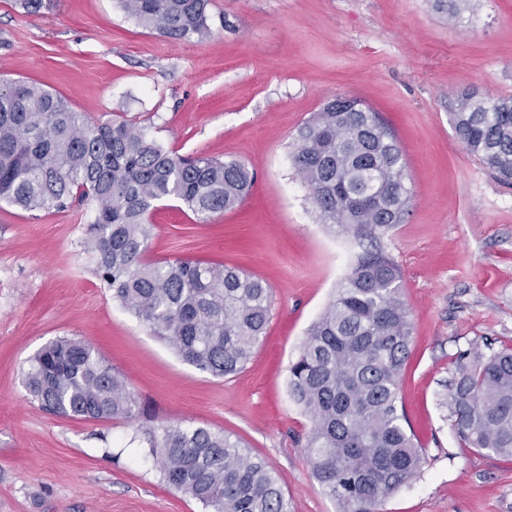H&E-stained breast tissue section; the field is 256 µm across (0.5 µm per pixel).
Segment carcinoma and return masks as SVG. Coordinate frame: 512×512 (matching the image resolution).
Masks as SVG:
<instances>
[{
	"instance_id": "obj_1",
	"label": "carcinoma",
	"mask_w": 512,
	"mask_h": 512,
	"mask_svg": "<svg viewBox=\"0 0 512 512\" xmlns=\"http://www.w3.org/2000/svg\"><path fill=\"white\" fill-rule=\"evenodd\" d=\"M143 27L180 42L210 36L208 0H120ZM351 112H338L344 102ZM464 148L512 181V98L470 93L454 113ZM294 168L318 220L356 238L400 223L410 189L406 162L377 112L337 95L300 129ZM253 175L240 162L183 157L126 121L93 124L37 83L0 85V201L26 211L88 203L82 245L112 299L216 378L240 372L265 335L272 293L222 263L145 258L156 204L174 201L202 220L236 207ZM401 274L378 251L359 255L290 367L289 393L310 419L306 448L318 483L341 512H379L423 463L403 409L400 381L411 322ZM448 387L457 436L467 448L512 457V347L458 353ZM48 413L92 422L133 421L143 411L124 377L92 346L65 337L25 373ZM167 485L208 512H288L278 477L241 442L206 427L142 430Z\"/></svg>"
}]
</instances>
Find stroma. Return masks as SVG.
<instances>
[{
  "mask_svg": "<svg viewBox=\"0 0 512 512\" xmlns=\"http://www.w3.org/2000/svg\"><path fill=\"white\" fill-rule=\"evenodd\" d=\"M205 40L143 28L119 0H0V83L34 81L95 123L129 121L180 155L253 174L234 209L200 220L158 205L151 261L239 267L272 290L266 333L240 372L182 361L117 302L81 242L87 205L0 203V512H205L168 486L138 427L203 426L279 477L290 512H339L305 449L310 421L289 368L368 248L321 224L292 162L299 128L333 96L360 99L395 135L411 189L377 248L401 271L412 338L401 397L420 473L380 512H512V458L464 447L445 398L458 352L512 345V184L461 144L469 90L512 96V0H210ZM91 345L146 411L139 422L58 418L28 395L37 353Z\"/></svg>",
  "mask_w": 512,
  "mask_h": 512,
  "instance_id": "35a3bbf8",
  "label": "stroma"
}]
</instances>
